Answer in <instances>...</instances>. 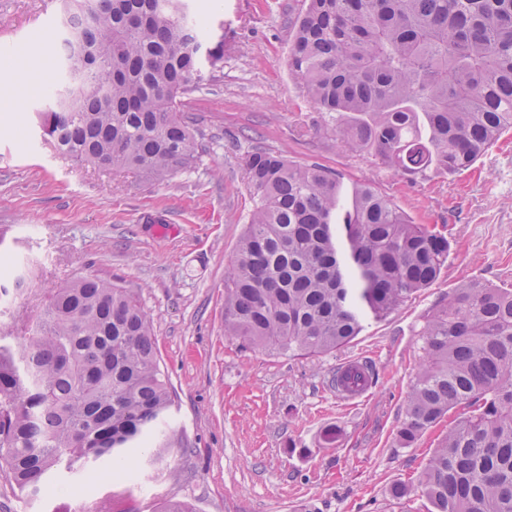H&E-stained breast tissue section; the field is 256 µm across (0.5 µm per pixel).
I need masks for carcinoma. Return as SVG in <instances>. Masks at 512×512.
Here are the masks:
<instances>
[{
    "instance_id": "1",
    "label": "carcinoma",
    "mask_w": 512,
    "mask_h": 512,
    "mask_svg": "<svg viewBox=\"0 0 512 512\" xmlns=\"http://www.w3.org/2000/svg\"><path fill=\"white\" fill-rule=\"evenodd\" d=\"M289 69L343 148L372 151L415 179L459 173L512 128V0H306ZM56 81L39 113L59 157L154 179L199 163L180 118L204 47L188 0H61ZM256 198L224 280V335L282 355L350 343L430 287L448 237L416 224L370 183L343 194L339 177L263 148L242 159ZM15 351L0 345V466L22 491L89 461L124 466L148 444L179 442L156 427L174 393L152 325L135 297L80 277L45 295ZM423 360L398 442L412 447L449 411L463 413L418 485L432 512H512V288L473 282L426 320ZM353 368L348 387L373 383Z\"/></svg>"
}]
</instances>
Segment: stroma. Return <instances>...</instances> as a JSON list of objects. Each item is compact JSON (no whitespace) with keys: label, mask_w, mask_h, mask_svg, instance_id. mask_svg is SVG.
Returning a JSON list of instances; mask_svg holds the SVG:
<instances>
[{"label":"stroma","mask_w":512,"mask_h":512,"mask_svg":"<svg viewBox=\"0 0 512 512\" xmlns=\"http://www.w3.org/2000/svg\"><path fill=\"white\" fill-rule=\"evenodd\" d=\"M49 0H0V253L29 285H0V333L38 311L40 295L77 277L111 281L150 320L160 368L176 394L166 429L181 442L160 462L138 452L136 480L98 465L92 479L19 492L0 469V512H430L417 478L446 424L398 445L422 357L428 315L471 281L512 288V131L468 171L410 180L371 153L345 151L288 67L304 0H192L224 68L185 97L197 168L154 181L60 160L37 114L56 77ZM338 174L344 192L373 182L415 223L448 237V265L431 287L368 321L336 351L277 354L224 334V278L255 205L240 161L253 148ZM361 357L376 378L357 403L331 387L337 363ZM408 484L406 497L391 494Z\"/></svg>","instance_id":"stroma-1"}]
</instances>
